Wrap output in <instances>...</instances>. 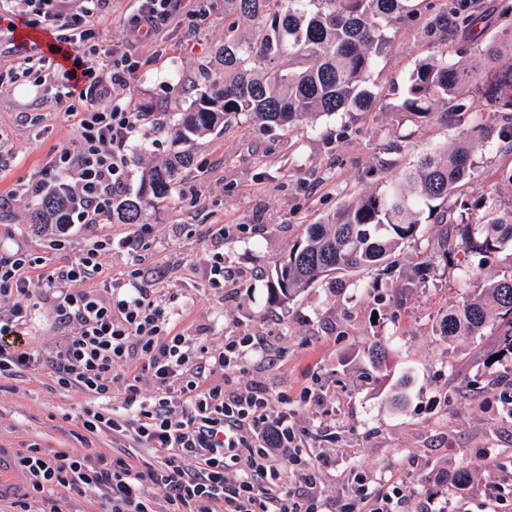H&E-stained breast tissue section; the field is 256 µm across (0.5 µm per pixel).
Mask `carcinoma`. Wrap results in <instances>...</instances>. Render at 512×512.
Masks as SVG:
<instances>
[{"label": "carcinoma", "mask_w": 512, "mask_h": 512, "mask_svg": "<svg viewBox=\"0 0 512 512\" xmlns=\"http://www.w3.org/2000/svg\"><path fill=\"white\" fill-rule=\"evenodd\" d=\"M414 0H224V44L215 66L193 86L189 106L161 117L136 108L144 120L170 133L181 148L143 167L135 195L112 198V223L146 224L148 210L170 198L194 167L193 146L204 137L246 116L266 129L297 130L322 115L368 112L375 99L364 87L365 76L391 42L386 32L414 11ZM435 15L429 32L440 42L451 32H464L478 44L468 57L451 62L441 49L410 76L400 109L416 119L439 110L448 118L462 100L480 102L496 129L501 148L512 153V62H501V43L474 32L480 0H453ZM258 29L245 39L247 29ZM474 160L464 139L439 152L422 154L414 167L386 183L379 192L357 196L322 224H309L288 259L274 268L273 298L286 304L305 289L335 275L346 284L368 288L352 277L380 265L401 245L422 239L423 261L411 271L419 283L431 270L458 263L459 255H479L496 263V271L435 321L443 340L474 339L494 324L497 337L487 363L512 367V207L502 209L492 198L474 203V219L455 217L450 204L459 184L470 176ZM70 194L49 189L38 196L30 213L33 224L63 223ZM437 228L420 237L421 216Z\"/></svg>", "instance_id": "carcinoma-1"}]
</instances>
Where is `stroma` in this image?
<instances>
[{
  "label": "stroma",
  "instance_id": "35a3bbf8",
  "mask_svg": "<svg viewBox=\"0 0 512 512\" xmlns=\"http://www.w3.org/2000/svg\"><path fill=\"white\" fill-rule=\"evenodd\" d=\"M445 4L419 0L401 20L366 79L377 98L372 111L322 116L291 135L239 117L199 140L196 176L150 212L147 262L161 272L158 290L176 299L179 327L214 345L239 334L261 340L269 358L253 356L233 379L243 388L288 394L291 421L319 472L329 512L358 490L378 494L402 482L413 489L405 512H421L430 499L443 504L461 496L478 512L486 487L512 464V413L503 403L512 382L492 380L482 366L492 337L448 342L433 332L438 313L457 301L463 272L483 274L479 257H469L465 270L435 271L413 286L399 274L417 261L411 243L394 254L393 270L366 274L367 289L340 288L329 279L286 305L271 295L274 267L287 259L305 225L333 216L349 198L382 190L420 154L453 145L460 135L475 148V167L455 201L492 196L504 206L512 202L500 179L512 168V155L480 132L479 102H467L450 122L417 121L396 110L415 67L439 47L427 22ZM200 8L207 11L201 19L193 15ZM131 9L132 0H110L97 19L106 47L142 62L119 94L155 108L182 106L190 98L184 81L224 41V0H182L158 47L129 39ZM40 35L26 18H15L0 40V71L30 55ZM34 112L42 115L36 125L25 120ZM0 132L12 149L0 170L1 247L47 257L55 266L100 237L128 232L125 224L88 225L56 250L29 226V185L51 156L75 141L73 126L58 117L43 88L22 82L0 91ZM215 224L230 228L220 246L209 234ZM219 247L233 277L212 288L209 264ZM61 338L51 304L40 301L28 349L49 352ZM377 340L389 346L379 367L367 354ZM308 389L320 393L321 402H302ZM87 402L86 394L59 387L44 369L0 377V458L6 461L31 440L49 450L111 454V436L83 437L68 418ZM462 468L470 480L459 487L453 477Z\"/></svg>",
  "mask_w": 512,
  "mask_h": 512
}]
</instances>
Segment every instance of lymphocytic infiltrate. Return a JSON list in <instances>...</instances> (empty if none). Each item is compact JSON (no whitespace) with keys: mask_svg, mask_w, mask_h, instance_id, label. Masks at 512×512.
Segmentation results:
<instances>
[{"mask_svg":"<svg viewBox=\"0 0 512 512\" xmlns=\"http://www.w3.org/2000/svg\"><path fill=\"white\" fill-rule=\"evenodd\" d=\"M104 0H0V23L26 17L49 32L54 50H66L71 67L48 56H25L19 66L0 71V87L37 75L53 89V99L76 130V147L50 158L43 175L74 181L72 224L47 227L64 244L75 226L101 224L112 196L124 187L126 149L140 123L128 101L114 94L141 66L129 54L101 59L102 32L96 19ZM179 0H135L128 33L162 43L164 27ZM150 227L138 224L124 237H105L67 262L49 266L43 256L20 249L0 251V299L11 302L0 317V376H19L43 367L63 388L89 398L74 414L81 431L111 435L152 451L153 461H137L128 451L92 457L69 450L48 452L37 444L20 449L16 468L27 477L17 505L29 500L62 512L65 494L102 498L106 512H325L316 473L302 440L288 419V396H271L261 386L242 392L232 374L261 352L253 335L228 336L213 345L177 331L172 301L158 294L145 263ZM107 251L126 254L114 275L109 298L90 289ZM44 269L41 281L32 271ZM53 301L65 339L50 356L23 349L38 308L36 294ZM136 361L129 374L122 367ZM152 391H143L141 379ZM166 495L156 500L151 487Z\"/></svg>","mask_w":512,"mask_h":512,"instance_id":"obj_1","label":"lymphocytic infiltrate"}]
</instances>
